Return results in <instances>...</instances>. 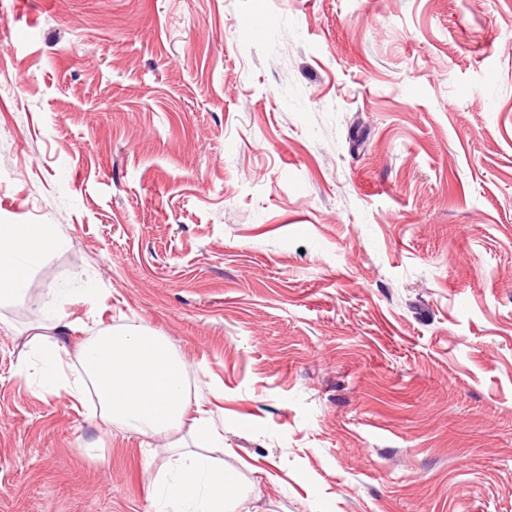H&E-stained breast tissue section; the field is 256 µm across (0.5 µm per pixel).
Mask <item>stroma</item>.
Instances as JSON below:
<instances>
[{
    "instance_id": "1",
    "label": "stroma",
    "mask_w": 512,
    "mask_h": 512,
    "mask_svg": "<svg viewBox=\"0 0 512 512\" xmlns=\"http://www.w3.org/2000/svg\"><path fill=\"white\" fill-rule=\"evenodd\" d=\"M0 512L176 460L30 354L141 325L237 512H512V0H0ZM58 243L54 224H0V303L25 289L29 263Z\"/></svg>"
}]
</instances>
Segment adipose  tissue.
<instances>
[{
	"label": "adipose tissue",
	"mask_w": 512,
	"mask_h": 512,
	"mask_svg": "<svg viewBox=\"0 0 512 512\" xmlns=\"http://www.w3.org/2000/svg\"><path fill=\"white\" fill-rule=\"evenodd\" d=\"M58 243L53 224H0V303L19 296L29 265ZM50 391L80 396L93 389L105 418L158 437L187 432L194 445L215 440L203 417L187 421L186 365L164 337L141 326L107 329L76 350L56 342L40 349ZM180 453L160 482L157 512H235L239 473L215 466L193 450Z\"/></svg>",
	"instance_id": "1"
}]
</instances>
